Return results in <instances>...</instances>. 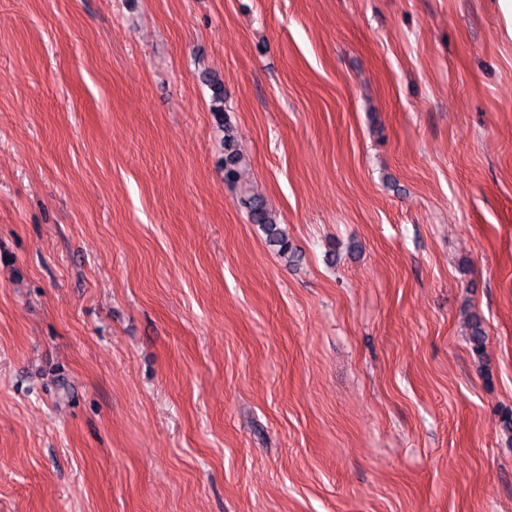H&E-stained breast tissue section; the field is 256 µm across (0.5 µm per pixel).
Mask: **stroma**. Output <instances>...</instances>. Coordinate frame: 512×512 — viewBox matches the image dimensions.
Here are the masks:
<instances>
[{
	"label": "stroma",
	"mask_w": 512,
	"mask_h": 512,
	"mask_svg": "<svg viewBox=\"0 0 512 512\" xmlns=\"http://www.w3.org/2000/svg\"><path fill=\"white\" fill-rule=\"evenodd\" d=\"M505 408L496 0H0V512H512ZM212 88L211 112L217 127L224 133V184L233 189L239 188L244 194L241 202L248 210L251 223L257 224L265 235L268 246L288 262H294V259L298 258V254L290 241L286 228L282 227V224L277 221L276 215L259 196L247 195L250 192L247 187L248 171L233 135V128L224 115V88L219 82L213 83ZM465 326L467 330V340L471 352L479 364V369L483 375H489V372L483 360L486 354L487 330L483 318L473 311H467L465 314Z\"/></svg>",
	"instance_id": "obj_1"
}]
</instances>
